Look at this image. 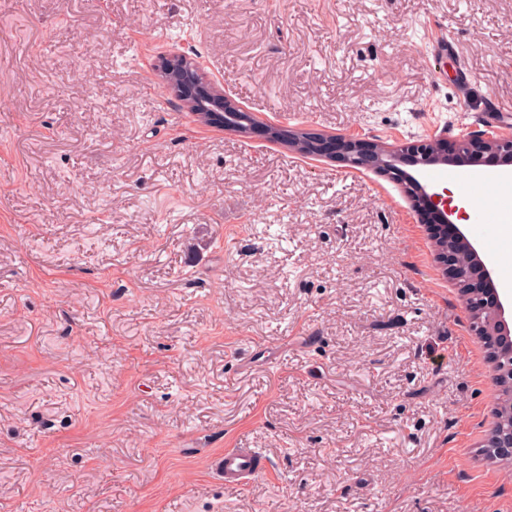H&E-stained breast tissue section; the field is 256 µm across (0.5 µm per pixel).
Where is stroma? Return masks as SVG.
<instances>
[{
  "label": "stroma",
  "mask_w": 512,
  "mask_h": 512,
  "mask_svg": "<svg viewBox=\"0 0 512 512\" xmlns=\"http://www.w3.org/2000/svg\"><path fill=\"white\" fill-rule=\"evenodd\" d=\"M188 44L284 130L512 133V0H0V512H512L402 186L197 122L156 68ZM455 186L512 282V186ZM227 448L268 472L225 488Z\"/></svg>",
  "instance_id": "35a3bbf8"
}]
</instances>
